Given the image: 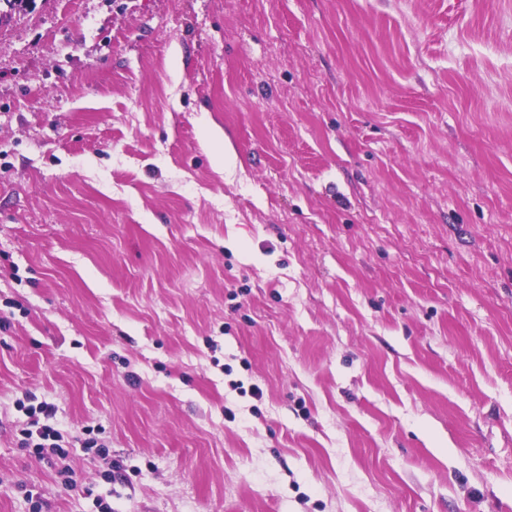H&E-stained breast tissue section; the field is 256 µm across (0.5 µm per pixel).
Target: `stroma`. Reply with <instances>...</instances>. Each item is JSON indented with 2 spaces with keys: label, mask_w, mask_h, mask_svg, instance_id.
<instances>
[{
  "label": "stroma",
  "mask_w": 512,
  "mask_h": 512,
  "mask_svg": "<svg viewBox=\"0 0 512 512\" xmlns=\"http://www.w3.org/2000/svg\"><path fill=\"white\" fill-rule=\"evenodd\" d=\"M1 315L0 512H512V0L11 13ZM19 406L25 410L29 419L26 423L27 427L20 430L21 434L25 437L24 444L26 447H33V453L41 460L50 459L52 456L64 459L67 452L66 446H63V444L67 442L64 440L62 432L48 424L40 425L39 415H43L46 421L55 417L56 409L54 405L41 401L36 406L29 405L26 407L23 402H20ZM32 428H35V430ZM34 434H36L39 441L43 442L34 443ZM47 441H52V443L48 444L46 443ZM46 448H50V453H44Z\"/></svg>",
  "instance_id": "35a3bbf8"
}]
</instances>
